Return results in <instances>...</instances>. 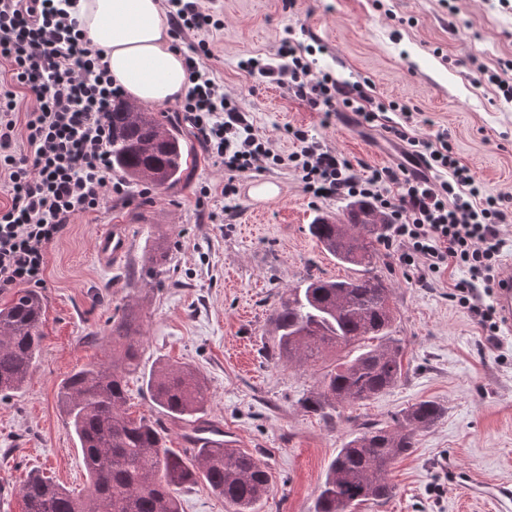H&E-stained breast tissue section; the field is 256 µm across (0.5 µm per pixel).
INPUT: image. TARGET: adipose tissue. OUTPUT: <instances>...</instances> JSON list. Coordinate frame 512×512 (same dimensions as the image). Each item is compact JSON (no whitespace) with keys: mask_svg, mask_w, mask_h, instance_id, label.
I'll return each instance as SVG.
<instances>
[{"mask_svg":"<svg viewBox=\"0 0 512 512\" xmlns=\"http://www.w3.org/2000/svg\"><path fill=\"white\" fill-rule=\"evenodd\" d=\"M77 8L114 84L132 99L161 103L184 96V58L172 45L161 0H79Z\"/></svg>","mask_w":512,"mask_h":512,"instance_id":"ef3b65f1","label":"adipose tissue"}]
</instances>
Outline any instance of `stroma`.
I'll return each instance as SVG.
<instances>
[{
	"label": "stroma",
	"mask_w": 512,
	"mask_h": 512,
	"mask_svg": "<svg viewBox=\"0 0 512 512\" xmlns=\"http://www.w3.org/2000/svg\"><path fill=\"white\" fill-rule=\"evenodd\" d=\"M219 15L210 66L244 109L258 135L282 153L287 128L306 130L358 163L362 171L400 162L401 146L370 129L322 112L240 63L279 64L284 38L313 43L318 70L368 79L376 96L406 103L420 136L448 130L460 162L491 192L512 194V12L490 0H200ZM160 120L182 126L191 148L182 181L140 198V186L78 216L47 249L44 340L23 388L0 397V512H22L19 489L37 470L78 494L89 479L80 446L59 407L63 379L112 356L109 320L132 304L142 315L145 351L128 382L132 416L157 418L142 375L160 360L189 364L210 396L207 422L223 426L243 451L264 462L272 489L257 512H314L319 487L339 448L367 424L396 428L401 411L422 400L443 407L412 451L391 466L393 495L353 512H512V332L490 342L467 309L448 298L462 273L452 268L428 287L380 251L390 281L392 335L403 347V375L377 397L340 407L336 423L305 412L337 354L310 366L270 358V316L279 296L308 275L352 276L309 235L317 213H341L340 199L312 201L298 172L274 167L238 177L225 200L224 169L184 126L180 102L152 105ZM279 188L261 199L262 182ZM134 204H126V197ZM125 228L127 252L106 263L98 236ZM166 241L168 273L143 283L154 241Z\"/></svg>",
	"instance_id": "obj_1"
}]
</instances>
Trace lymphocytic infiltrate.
Returning a JSON list of instances; mask_svg holds the SVG:
<instances>
[{
    "instance_id": "obj_1",
    "label": "lymphocytic infiltrate",
    "mask_w": 512,
    "mask_h": 512,
    "mask_svg": "<svg viewBox=\"0 0 512 512\" xmlns=\"http://www.w3.org/2000/svg\"><path fill=\"white\" fill-rule=\"evenodd\" d=\"M167 22L175 39L196 34L185 56L188 90L181 110L207 152L224 168V196L237 194L245 172L284 165L299 172L303 188L315 199L355 198L370 203L388 219L385 248L399 264L428 285L456 268L450 296L466 308L488 337L499 326L493 306L481 303L479 287H491L506 246L499 227L512 219V196L491 193L460 163L447 132L417 136L405 104L384 102L367 81L317 73L308 49L285 39L279 66L243 61L287 87L294 97L332 117L354 112L362 125L380 126L386 138L406 145V163L361 173L353 162L301 129H288L294 151L276 153L258 137L240 108L224 95L208 65L210 34L223 30L215 15L197 0H166ZM0 61L9 79L0 80V178L10 203L0 208V292L45 282L47 248L62 238L75 217L97 210L106 192H122L112 179L108 116L122 91L79 27L77 0H0ZM32 106L16 119V92ZM390 110L399 120H381ZM29 153L15 154V136Z\"/></svg>"
}]
</instances>
